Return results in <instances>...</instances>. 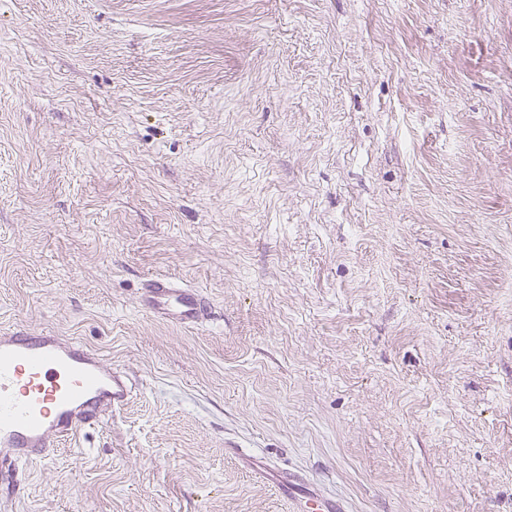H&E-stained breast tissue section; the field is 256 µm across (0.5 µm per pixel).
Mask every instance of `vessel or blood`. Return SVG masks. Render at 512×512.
Masks as SVG:
<instances>
[{
  "instance_id": "1",
  "label": "vessel or blood",
  "mask_w": 512,
  "mask_h": 512,
  "mask_svg": "<svg viewBox=\"0 0 512 512\" xmlns=\"http://www.w3.org/2000/svg\"><path fill=\"white\" fill-rule=\"evenodd\" d=\"M142 307L188 328L207 316L204 295L167 277L147 280ZM135 393L128 377L86 344L48 330L13 328L0 334V498L21 491L23 467L48 458L58 440L119 410ZM271 477L294 512H344L341 500L303 490L297 476L258 469Z\"/></svg>"
}]
</instances>
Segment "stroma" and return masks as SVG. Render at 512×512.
Listing matches in <instances>:
<instances>
[{
	"instance_id": "1",
	"label": "stroma",
	"mask_w": 512,
	"mask_h": 512,
	"mask_svg": "<svg viewBox=\"0 0 512 512\" xmlns=\"http://www.w3.org/2000/svg\"><path fill=\"white\" fill-rule=\"evenodd\" d=\"M8 327L137 390L0 512H512V0H0ZM141 306L153 316L188 328L199 326L207 316L206 299L200 291L167 277L146 281ZM257 473L270 476L276 483L281 495L294 504L293 512H344L345 505L335 497L326 496L316 490H303L306 484L291 473L275 471L269 466H259Z\"/></svg>"
}]
</instances>
